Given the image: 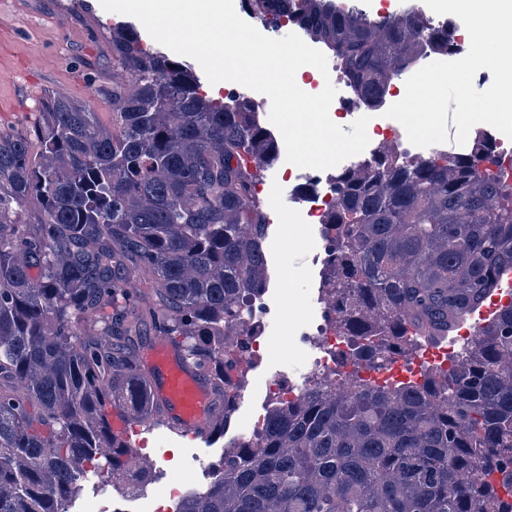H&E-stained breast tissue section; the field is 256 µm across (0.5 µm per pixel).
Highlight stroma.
Instances as JSON below:
<instances>
[{
	"label": "stroma",
	"mask_w": 512,
	"mask_h": 512,
	"mask_svg": "<svg viewBox=\"0 0 512 512\" xmlns=\"http://www.w3.org/2000/svg\"><path fill=\"white\" fill-rule=\"evenodd\" d=\"M0 12L14 22L11 42L0 49V66L19 68L27 59L38 64L30 82L17 83L0 92L11 99L15 110L9 127L20 130L32 121L40 99L48 91L84 100L101 118H109L112 105L100 90L112 83L108 38L113 25L121 21V14L104 10L100 0H0ZM95 58L101 65L98 70H89L87 63ZM259 179L265 192L275 194L281 202L279 215L268 230V285L273 288L284 281L310 301H317L322 296L321 267L313 258L311 246L297 243V227L287 221L292 211L287 200L294 195L293 186L271 166L261 170ZM275 371L302 380L307 371L306 354L281 339H273L269 362L258 365L248 375L236 421H247L264 406L265 383ZM148 437L165 450L164 455L143 462L157 483L169 472L193 477L198 459L216 461L224 453L220 438L207 443L187 442L161 426L149 432Z\"/></svg>",
	"instance_id": "obj_1"
}]
</instances>
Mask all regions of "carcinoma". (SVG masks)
Returning <instances> with one entry per match:
<instances>
[{"label":"carcinoma","instance_id":"obj_1","mask_svg":"<svg viewBox=\"0 0 512 512\" xmlns=\"http://www.w3.org/2000/svg\"><path fill=\"white\" fill-rule=\"evenodd\" d=\"M412 4L370 15L302 0L291 18L337 54L376 107L451 22ZM112 118L46 93L22 131L0 129V512H68L92 466L125 485L136 468L102 415L160 423L138 356L169 336L224 402V324L268 286V223L253 195L277 146L246 97L203 90L185 60L112 27ZM336 257L323 289L372 360L437 342L512 270V166L485 135L461 153L382 154L336 177ZM132 276L145 287L125 288ZM446 371L421 382H317L276 408L263 445L230 448L222 480L178 512H512V304Z\"/></svg>","mask_w":512,"mask_h":512}]
</instances>
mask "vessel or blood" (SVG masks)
Returning <instances> with one entry per match:
<instances>
[{
    "mask_svg": "<svg viewBox=\"0 0 512 512\" xmlns=\"http://www.w3.org/2000/svg\"><path fill=\"white\" fill-rule=\"evenodd\" d=\"M142 373L152 384L153 398L163 411V422L172 431L192 439L208 440L213 424L224 410L214 402L211 384L167 337L156 336L140 357ZM105 417L113 436L127 441L139 418L125 409L110 407Z\"/></svg>",
    "mask_w": 512,
    "mask_h": 512,
    "instance_id": "1",
    "label": "vessel or blood"
}]
</instances>
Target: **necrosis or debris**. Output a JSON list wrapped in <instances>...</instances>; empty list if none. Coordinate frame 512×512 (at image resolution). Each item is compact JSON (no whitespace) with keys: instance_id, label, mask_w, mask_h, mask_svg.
I'll list each match as a JSON object with an SVG mask.
<instances>
[{"instance_id":"1","label":"necrosis or debris","mask_w":512,"mask_h":512,"mask_svg":"<svg viewBox=\"0 0 512 512\" xmlns=\"http://www.w3.org/2000/svg\"><path fill=\"white\" fill-rule=\"evenodd\" d=\"M369 153L360 157V164L371 162L373 155L389 153L402 156L411 154L412 144L403 126L390 119L375 124ZM288 177L297 181L296 207L293 223L311 226L314 232V254L321 265L332 263L336 254L331 236L324 234L327 215L336 202L334 188L338 168L324 171L305 169L287 163L285 153H278ZM291 314L294 325L284 332V339L303 347L310 353L308 372L303 382L277 374L266 383V408L252 416L248 424L236 428L232 446L260 447L268 430L270 410L274 407L294 406L305 395L308 382L327 381L338 387L350 386L356 379L369 381L407 377L416 368L399 349L385 350L374 361L366 362L354 355L353 341L336 324V304L332 298H321L317 308H309L289 288L277 291L262 289L247 295L242 310V323L229 327L224 338V395L240 399L246 374L256 364L267 360V343L271 330L282 314ZM194 488L187 481H164L151 496L139 493L137 481H130L128 493L113 500L110 507L99 508L91 504L85 512H175L181 500Z\"/></svg>"}]
</instances>
